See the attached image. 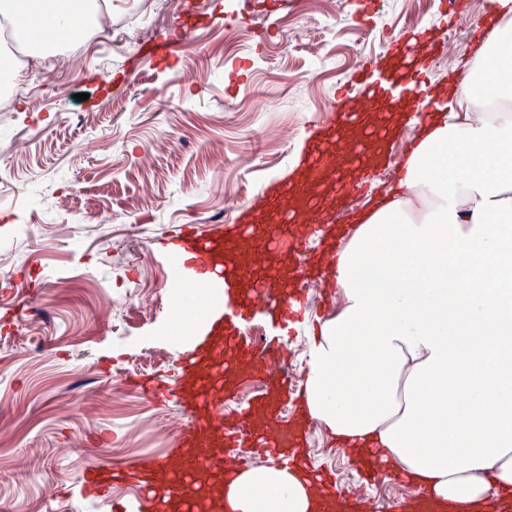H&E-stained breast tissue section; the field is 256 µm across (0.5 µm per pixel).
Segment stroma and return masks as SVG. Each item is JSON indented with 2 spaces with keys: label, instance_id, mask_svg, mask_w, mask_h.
Returning <instances> with one entry per match:
<instances>
[{
  "label": "stroma",
  "instance_id": "1",
  "mask_svg": "<svg viewBox=\"0 0 512 512\" xmlns=\"http://www.w3.org/2000/svg\"><path fill=\"white\" fill-rule=\"evenodd\" d=\"M192 6L213 22L187 34L176 62L139 59V39L105 51L87 33L47 58L37 99L0 112V135L27 143L0 192V512H119L134 487L84 499L83 467L172 452L187 423L181 351L161 331L173 322L177 271L154 240L181 224L230 222L289 175L337 89L407 28L406 0H373L366 23L359 0H113L112 26L173 34ZM492 9L468 0L458 30L442 0H428L422 25L443 46L429 80L463 74ZM183 67L195 78L179 80ZM419 130L411 116L383 168L343 195L340 223L383 193ZM303 288V325L284 355L297 381L307 324L340 302L322 281ZM137 375L161 382L159 399L133 390ZM307 424L308 461L371 512H398L417 494L385 475L366 480L349 446Z\"/></svg>",
  "mask_w": 512,
  "mask_h": 512
}]
</instances>
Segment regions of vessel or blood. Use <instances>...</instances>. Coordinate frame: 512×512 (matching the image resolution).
<instances>
[{
  "mask_svg": "<svg viewBox=\"0 0 512 512\" xmlns=\"http://www.w3.org/2000/svg\"><path fill=\"white\" fill-rule=\"evenodd\" d=\"M430 47V38L420 32L369 63L360 79L363 109L340 104L307 143L305 167L272 185L238 223L206 233L189 230L169 240L168 249L179 255L190 283L203 285L217 298L208 324L189 323L187 339L193 347L180 360L190 419L169 459L124 468L103 460L89 462L83 472L85 491L99 493L133 477L143 489L144 512H223L224 486L239 472L228 460L227 448H264L281 464L298 452L303 427L285 421L278 409L260 416L243 407L234 424L220 415L238 378L233 354L249 352L254 366L276 374L281 395L289 394L287 375L277 372L284 353L281 339L257 347L246 331L247 323L266 314L287 328L297 312L290 299L300 294L304 268L296 266L285 275L275 272L276 243L307 225L335 223L338 176L371 166L376 148L394 132L385 117L401 101L425 99L426 86L414 58ZM313 481L324 500L337 504L340 512H365V504L337 493L324 474L315 473Z\"/></svg>",
  "mask_w": 512,
  "mask_h": 512,
  "instance_id": "1",
  "label": "vessel or blood"
}]
</instances>
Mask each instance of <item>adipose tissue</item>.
Here are the masks:
<instances>
[{
	"label": "adipose tissue",
	"mask_w": 512,
	"mask_h": 512,
	"mask_svg": "<svg viewBox=\"0 0 512 512\" xmlns=\"http://www.w3.org/2000/svg\"><path fill=\"white\" fill-rule=\"evenodd\" d=\"M0 0L33 54L111 0ZM474 44L384 199L336 253L341 303L308 328L303 416L354 452L380 449L450 512L512 499V0ZM226 512H315L302 475L247 469Z\"/></svg>",
	"instance_id": "adipose-tissue-1"
}]
</instances>
